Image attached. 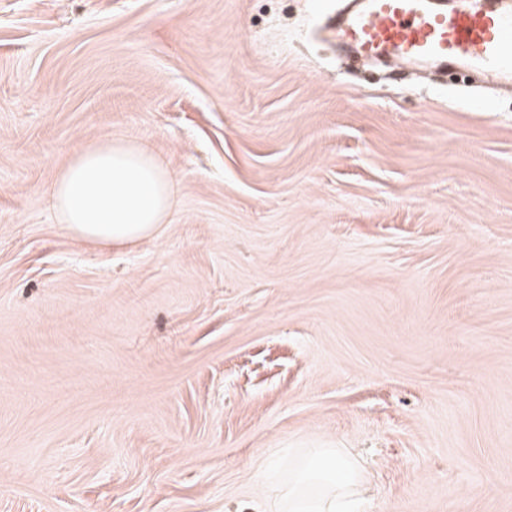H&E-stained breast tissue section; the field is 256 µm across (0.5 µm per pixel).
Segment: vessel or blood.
I'll list each match as a JSON object with an SVG mask.
<instances>
[{"label":"vessel or blood","instance_id":"b4317fda","mask_svg":"<svg viewBox=\"0 0 512 512\" xmlns=\"http://www.w3.org/2000/svg\"><path fill=\"white\" fill-rule=\"evenodd\" d=\"M327 19L351 65L387 58L398 68L468 65L512 83V0H350Z\"/></svg>","mask_w":512,"mask_h":512}]
</instances>
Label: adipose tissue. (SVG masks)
I'll return each mask as SVG.
<instances>
[{
  "label": "adipose tissue",
  "instance_id": "adipose-tissue-1",
  "mask_svg": "<svg viewBox=\"0 0 512 512\" xmlns=\"http://www.w3.org/2000/svg\"><path fill=\"white\" fill-rule=\"evenodd\" d=\"M59 223L78 238L123 247L168 224L174 196L169 171L132 140L98 139L70 158L47 189ZM361 473L340 448L288 467L278 512H347Z\"/></svg>",
  "mask_w": 512,
  "mask_h": 512
}]
</instances>
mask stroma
Returning a JSON list of instances; mask_svg holds the SVG:
<instances>
[{"label":"stroma","instance_id":"obj_1","mask_svg":"<svg viewBox=\"0 0 512 512\" xmlns=\"http://www.w3.org/2000/svg\"><path fill=\"white\" fill-rule=\"evenodd\" d=\"M320 0H0V512H271L340 448L362 512H512V96L351 73ZM170 171L102 247L47 187ZM47 193L58 222L75 236L123 247L169 224L174 182L137 142L98 139L68 160Z\"/></svg>","mask_w":512,"mask_h":512}]
</instances>
